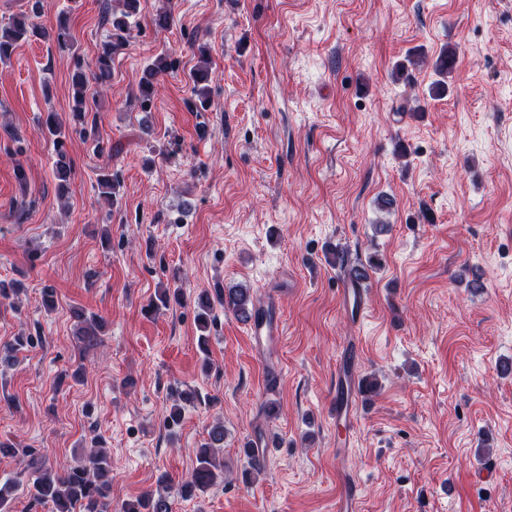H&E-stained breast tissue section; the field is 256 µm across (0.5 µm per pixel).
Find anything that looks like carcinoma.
Returning <instances> with one entry per match:
<instances>
[{
  "label": "carcinoma",
  "mask_w": 512,
  "mask_h": 512,
  "mask_svg": "<svg viewBox=\"0 0 512 512\" xmlns=\"http://www.w3.org/2000/svg\"><path fill=\"white\" fill-rule=\"evenodd\" d=\"M41 0H34L30 12L19 18H14L0 26V61H6L17 44L42 31L37 22L41 13ZM140 0H116L112 7L110 24L112 27L108 40L104 41L95 56L93 63V78L97 84L106 85L112 75V55L122 49L128 41L130 18L137 15ZM200 60L197 68L194 86L195 96L200 102H205L208 94V82L211 79L212 67L205 50H199ZM175 65V60L167 53L158 54L145 71L138 86V98L141 109L150 111V104L157 92V79ZM73 105L72 120L80 127L79 134L83 140L94 142V149L104 151L102 142L97 137L95 126L85 121L87 109L88 85L83 65L76 64L72 75ZM44 127L53 137L56 159L54 174L59 181V195L68 193L69 180L72 173L71 158L65 149L66 124L59 120L54 112H49L44 121ZM99 193L106 198H113L119 193L120 183L116 176L107 170H102L97 179ZM216 297L224 309L242 321L250 317L255 303L247 288L216 289ZM212 303L209 298H200L199 311L196 313L197 328L207 331L212 322ZM78 319V334L87 343H92L100 334L102 320L92 315L85 316L76 313ZM33 344L31 336H17L13 343L0 346V363H9L20 348ZM224 443V427L217 423L208 433L207 442L196 455L197 464L189 479L178 485L176 494L184 499L194 495L197 490L210 487L218 473L224 471V461L216 456L214 449ZM161 490L148 493L135 500L121 505L119 512H172L171 481L167 475L159 479ZM34 499L51 506V512H112V467L106 453L100 448H92L87 454V463L73 466L63 474L46 472L33 480L31 489Z\"/></svg>",
  "instance_id": "1"
}]
</instances>
